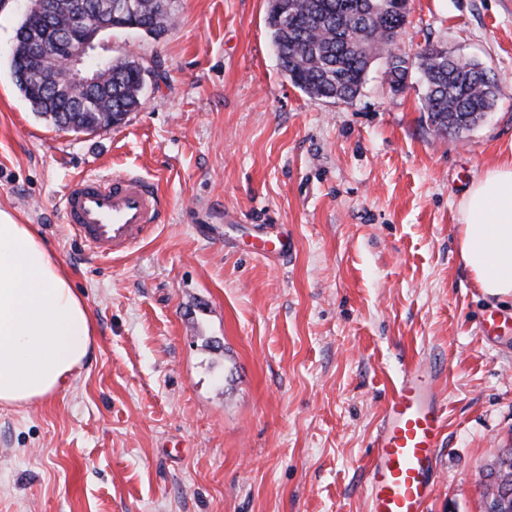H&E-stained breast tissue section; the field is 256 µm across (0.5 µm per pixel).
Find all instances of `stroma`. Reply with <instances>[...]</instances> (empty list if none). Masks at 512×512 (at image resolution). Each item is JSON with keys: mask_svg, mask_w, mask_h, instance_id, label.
<instances>
[{"mask_svg": "<svg viewBox=\"0 0 512 512\" xmlns=\"http://www.w3.org/2000/svg\"><path fill=\"white\" fill-rule=\"evenodd\" d=\"M26 3L0 0V210L37 226L96 336L68 389L0 406V512H369L383 408L415 368L435 370L447 417L425 512H481L486 466L512 448V299L476 288L456 205L512 161V0H410L396 48L500 80L458 136L433 130L419 74L392 94L380 59L350 103L302 93L267 0H173L158 41L103 33L104 55L145 67L142 105L66 133L11 78ZM126 172L158 187V228L92 255L61 198ZM279 231L292 254L261 255ZM491 310L506 325L489 334Z\"/></svg>", "mask_w": 512, "mask_h": 512, "instance_id": "obj_1", "label": "stroma"}]
</instances>
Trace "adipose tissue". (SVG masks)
I'll use <instances>...</instances> for the list:
<instances>
[{"label": "adipose tissue", "mask_w": 512, "mask_h": 512, "mask_svg": "<svg viewBox=\"0 0 512 512\" xmlns=\"http://www.w3.org/2000/svg\"><path fill=\"white\" fill-rule=\"evenodd\" d=\"M457 215L460 257L475 284L512 298V163L473 181ZM94 333L86 302L38 230L0 211V405L68 388L93 352Z\"/></svg>", "instance_id": "obj_1"}]
</instances>
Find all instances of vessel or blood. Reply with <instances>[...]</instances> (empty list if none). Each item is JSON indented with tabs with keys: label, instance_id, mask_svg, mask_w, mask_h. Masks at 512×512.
Wrapping results in <instances>:
<instances>
[{
	"label": "vessel or blood",
	"instance_id": "1",
	"mask_svg": "<svg viewBox=\"0 0 512 512\" xmlns=\"http://www.w3.org/2000/svg\"><path fill=\"white\" fill-rule=\"evenodd\" d=\"M65 221L93 254L129 251L159 222L156 186L137 175L74 178L63 195ZM445 417L431 375L406 372L382 414L370 470V512H423L434 486Z\"/></svg>",
	"mask_w": 512,
	"mask_h": 512
}]
</instances>
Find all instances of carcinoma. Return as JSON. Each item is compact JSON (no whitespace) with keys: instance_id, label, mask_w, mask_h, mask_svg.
Listing matches in <instances>:
<instances>
[{"instance_id":"1","label":"carcinoma","mask_w":512,"mask_h":512,"mask_svg":"<svg viewBox=\"0 0 512 512\" xmlns=\"http://www.w3.org/2000/svg\"><path fill=\"white\" fill-rule=\"evenodd\" d=\"M138 31L155 39L168 31L170 0H129ZM72 0H54L53 25L71 20ZM410 0H268L267 25L278 65L311 98L348 103L361 92L372 61L406 23ZM38 15L23 18L15 31L11 58H25L45 34ZM419 64L426 92L422 108L438 134H459L474 126L496 104L501 87L496 75L475 61H461L434 45L415 55L391 52L384 74L391 91L407 87L409 66ZM13 76L21 96L37 115L56 127L91 133L121 121L141 105L142 65L129 57L112 60V71L97 72V83L71 96L56 95L39 77ZM488 484L512 493V456L496 457L487 470Z\"/></svg>"}]
</instances>
